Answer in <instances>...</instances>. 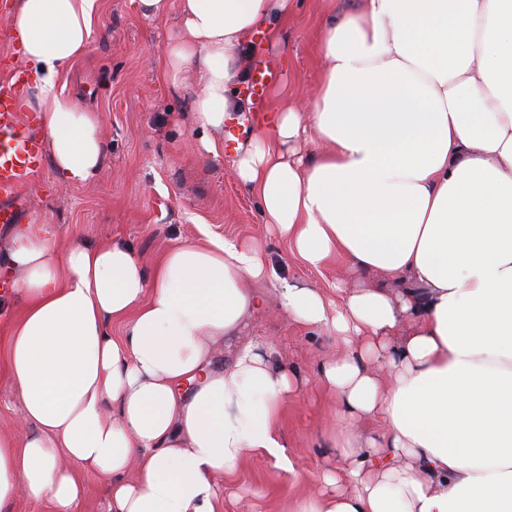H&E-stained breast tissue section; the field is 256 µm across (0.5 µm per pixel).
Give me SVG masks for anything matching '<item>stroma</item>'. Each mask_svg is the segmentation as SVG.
<instances>
[{
	"instance_id": "35a3bbf8",
	"label": "stroma",
	"mask_w": 512,
	"mask_h": 512,
	"mask_svg": "<svg viewBox=\"0 0 512 512\" xmlns=\"http://www.w3.org/2000/svg\"><path fill=\"white\" fill-rule=\"evenodd\" d=\"M326 13V0H298L281 40H272L262 29L255 33L252 65L279 74L263 111L302 106L317 95L323 61L316 45ZM177 25L174 11L146 18L131 0H99L89 46L61 81L77 102L99 115L110 148L108 162L83 184L65 182L46 167L37 189L19 196L17 222L59 225L65 243L75 235L97 244L125 242L149 272L179 242L224 237L255 241L265 247L281 277L325 292L339 281L360 287L365 275L342 263L332 260L318 270L306 266L287 241L262 224L253 195L233 169L203 150L201 133L190 119V90H174L164 74L162 52ZM258 289L267 305L253 317L246 338L271 342L279 361L305 382L285 405L280 422L298 476L290 478L253 458L224 480L223 512H282L287 500L315 492L322 470L334 462L322 443L336 399L314 371L320 362L335 358L341 346L324 331L290 321L277 304L272 283ZM21 313V305L0 283V434L18 440L34 427L24 421L21 391L3 365L9 328Z\"/></svg>"
}]
</instances>
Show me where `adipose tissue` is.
Listing matches in <instances>:
<instances>
[{
  "mask_svg": "<svg viewBox=\"0 0 512 512\" xmlns=\"http://www.w3.org/2000/svg\"><path fill=\"white\" fill-rule=\"evenodd\" d=\"M134 2L148 18L177 10L166 76L193 89L218 154L228 114L255 109L238 93L251 36L278 33L295 0ZM97 13L98 0L10 13L32 80L19 107L72 184L109 152L98 116L58 84ZM318 50L316 99L267 114L234 170L305 263L379 280L329 297L232 239L175 244L149 277L124 243L64 248L54 225L19 226L0 274L23 306L8 357L36 431L0 436V512L21 487L70 512L81 488L62 455L106 479L110 512H222L216 480L247 459L293 471L277 423L302 382L267 344L238 343L264 304L248 279L274 281L291 320L344 348L316 372L336 395V465L288 512H512V0H359L328 11ZM367 417L381 428L365 437Z\"/></svg>",
  "mask_w": 512,
  "mask_h": 512,
  "instance_id": "ef3b65f1",
  "label": "adipose tissue"
}]
</instances>
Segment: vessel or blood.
<instances>
[{
    "label": "vessel or blood",
    "instance_id": "1",
    "mask_svg": "<svg viewBox=\"0 0 512 512\" xmlns=\"http://www.w3.org/2000/svg\"><path fill=\"white\" fill-rule=\"evenodd\" d=\"M276 75L256 67L248 85L249 95L262 101ZM43 146L32 126L31 115L17 110V86L0 82V223L16 218L14 202L20 191L30 188L44 169Z\"/></svg>",
    "mask_w": 512,
    "mask_h": 512
}]
</instances>
